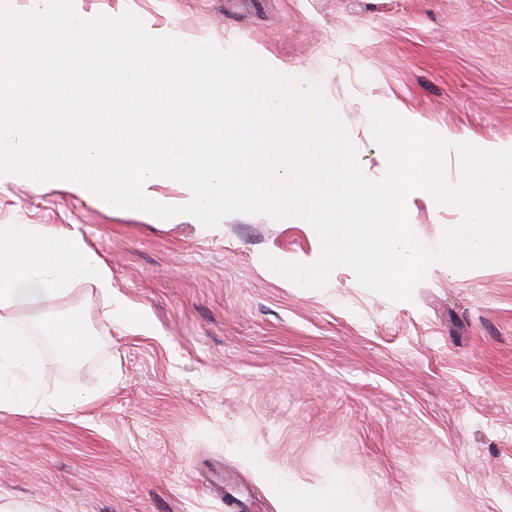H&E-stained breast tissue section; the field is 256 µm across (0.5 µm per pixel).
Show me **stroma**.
<instances>
[{
  "mask_svg": "<svg viewBox=\"0 0 512 512\" xmlns=\"http://www.w3.org/2000/svg\"><path fill=\"white\" fill-rule=\"evenodd\" d=\"M132 11L175 38L243 46L275 72L321 82L380 176L369 104L421 127L512 144V0H84ZM436 248L457 211L407 201ZM0 224L76 226L116 295L151 319L110 328L83 287L66 301L100 336L97 357L46 362V387L110 393L73 418L0 412V496L40 512H227L217 469L260 512L272 498L251 448L308 490L339 484L363 512H512V264L428 269L411 300L339 267L301 290L263 262L312 256L301 224L232 214L193 220L110 208L59 186L0 185Z\"/></svg>",
  "mask_w": 512,
  "mask_h": 512,
  "instance_id": "stroma-1",
  "label": "stroma"
}]
</instances>
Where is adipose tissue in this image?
Wrapping results in <instances>:
<instances>
[{"mask_svg":"<svg viewBox=\"0 0 512 512\" xmlns=\"http://www.w3.org/2000/svg\"><path fill=\"white\" fill-rule=\"evenodd\" d=\"M83 284L96 288L104 322L124 330H150V320L140 307L113 295L111 272L86 247L81 233L44 224L0 225V412L37 410L72 416L110 391L108 367L101 369L94 390L45 388L42 358L16 324L17 318H24L65 361L85 360L99 338L87 322L64 307L65 299ZM257 476L279 498L313 497L319 512H360L340 486L311 492L284 482L279 469L264 461L257 466Z\"/></svg>","mask_w":512,"mask_h":512,"instance_id":"obj_1","label":"adipose tissue"}]
</instances>
